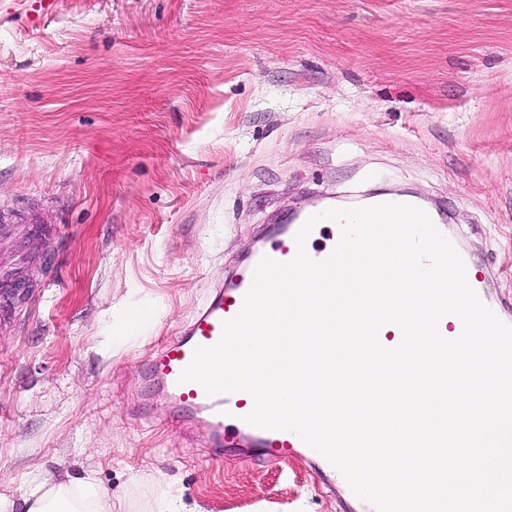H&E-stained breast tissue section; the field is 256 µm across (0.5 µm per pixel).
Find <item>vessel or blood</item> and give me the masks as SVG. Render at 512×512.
<instances>
[{
	"label": "vessel or blood",
	"instance_id": "vessel-or-blood-1",
	"mask_svg": "<svg viewBox=\"0 0 512 512\" xmlns=\"http://www.w3.org/2000/svg\"><path fill=\"white\" fill-rule=\"evenodd\" d=\"M298 224L286 225L273 235L261 253L279 262L292 260L297 252L295 235ZM341 230L330 220L318 222L306 240V251L316 261L327 258L338 243ZM254 264L225 279L203 303L196 315L184 326L179 336L169 340L147 359L148 376L156 386L157 395L165 398L177 411L180 422H203L209 431V445L223 449L227 440L244 435L264 448L265 459L279 462L300 455L304 441L294 432L265 430L245 422L253 408L252 397L243 391L208 395L195 382H180L179 377L192 360L196 347L215 345L221 338L223 323L241 310L244 295L253 280Z\"/></svg>",
	"mask_w": 512,
	"mask_h": 512
}]
</instances>
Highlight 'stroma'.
Returning a JSON list of instances; mask_svg holds the SVG:
<instances>
[{
	"label": "stroma",
	"instance_id": "1",
	"mask_svg": "<svg viewBox=\"0 0 512 512\" xmlns=\"http://www.w3.org/2000/svg\"><path fill=\"white\" fill-rule=\"evenodd\" d=\"M377 188L451 214L512 322V0H0V280L34 283L0 308V488L372 512L317 460L216 457L145 358L280 212Z\"/></svg>",
	"mask_w": 512,
	"mask_h": 512
}]
</instances>
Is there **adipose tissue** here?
Returning a JSON list of instances; mask_svg holds the SVG:
<instances>
[{"label": "adipose tissue", "instance_id": "adipose-tissue-1", "mask_svg": "<svg viewBox=\"0 0 512 512\" xmlns=\"http://www.w3.org/2000/svg\"><path fill=\"white\" fill-rule=\"evenodd\" d=\"M114 503L94 472L61 476L34 466L17 490L0 492V512H112Z\"/></svg>", "mask_w": 512, "mask_h": 512}]
</instances>
